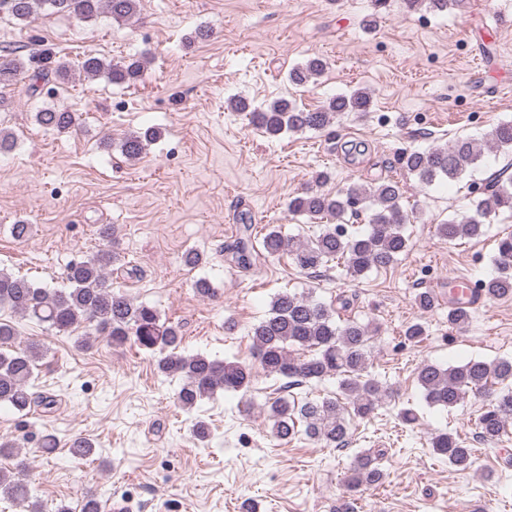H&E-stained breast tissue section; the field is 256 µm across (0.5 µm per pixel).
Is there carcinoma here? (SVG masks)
<instances>
[{
  "label": "carcinoma",
  "instance_id": "obj_1",
  "mask_svg": "<svg viewBox=\"0 0 512 512\" xmlns=\"http://www.w3.org/2000/svg\"><path fill=\"white\" fill-rule=\"evenodd\" d=\"M21 21H35L50 11L92 20L101 15L117 23L128 22L140 14L139 0H0V11ZM36 57L26 59L12 53L0 54V85L11 86L30 100L39 98L45 85L68 76L67 63L46 54L41 63ZM325 62L309 58L290 73L291 82L304 85L320 75ZM79 69L88 77L105 75L114 83L132 84L145 74L146 62L133 59L112 63L94 53L84 56ZM371 96L364 89L332 98L328 105L306 110L280 99L263 110H249L240 99L234 107L248 112L251 123L269 136L283 131L303 132L323 130L333 119L344 113L364 117L369 112ZM40 126L69 132L78 126L75 113L46 107L35 113ZM158 138V131L148 128L121 138L120 148L125 157L138 159L147 144ZM512 150V121H502L480 137H460L449 145L428 152L405 151L399 158L401 168L426 185L435 181H452L465 167L482 160L494 150ZM399 183L385 179L362 189L350 185L331 195L310 190L290 198L288 211L311 220H329L312 239H285L279 230L271 228L262 238L264 253L275 256L283 251L292 255L303 270L322 267L332 259L343 260L349 276L358 279L372 269L391 265L409 248L402 225L409 220L401 205ZM371 202L369 228L363 234L349 235L342 230L346 215H359L365 202ZM501 209L512 210V177L500 175L486 181L482 196L474 201L469 215L452 218L435 227L436 234L448 241L473 237L482 233L484 219ZM237 264H251L254 246L250 238H238L226 246ZM117 256L110 247L70 262L65 270L67 286L42 288L34 282L0 269V308H8L58 333H69L84 327L88 335L78 340V347H90L91 337L104 336L114 347L133 343L158 353L157 369L164 376L177 375L182 385L177 394L178 406L191 410L196 403L219 391H250L254 381L253 366L237 359L216 360L202 354L181 352L183 336L180 327L161 318L150 305L135 304L121 290L112 287V265ZM498 275L484 282L488 298L512 295V235L498 243ZM351 302L341 298L336 306L315 302L308 296L282 292L274 297L269 316L251 331L255 361L268 377L287 380V387H300L310 381L335 378L339 395L310 399L308 397H278L265 410L271 436L290 441L302 434L329 448L348 444L347 418L364 419L374 414L382 399L380 381L369 371L370 341L377 326L342 318ZM465 310L448 312V327L462 331L470 322ZM17 332L8 323H0V405L17 412L39 409L49 413L55 399L36 391L38 362L43 346L31 341L16 345ZM503 388L496 392L493 381ZM418 384L428 404L442 407L457 405L466 394L487 398L488 404L480 416L477 429L484 440L499 438L512 422V360L495 363L470 359L460 365L442 368L433 363L418 367ZM434 453L444 457L459 469L469 467L472 449L460 438L441 432L431 441ZM25 461L13 467L0 468V498L12 502H30L29 484L24 481ZM386 473L379 461L369 455L357 457L346 480V494L354 496L363 486L383 483Z\"/></svg>",
  "mask_w": 512,
  "mask_h": 512
}]
</instances>
